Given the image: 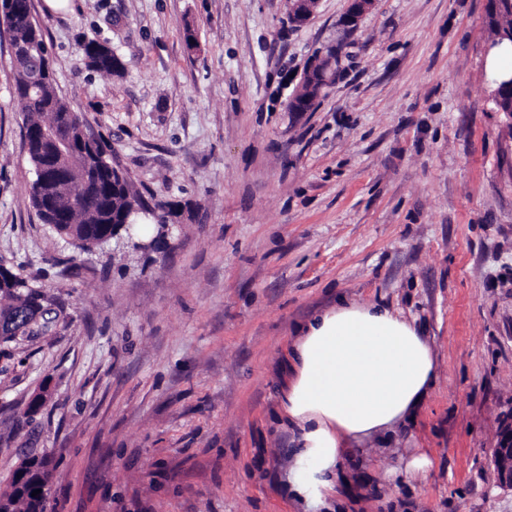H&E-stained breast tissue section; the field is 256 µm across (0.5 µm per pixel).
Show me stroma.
<instances>
[{"mask_svg": "<svg viewBox=\"0 0 512 512\" xmlns=\"http://www.w3.org/2000/svg\"><path fill=\"white\" fill-rule=\"evenodd\" d=\"M56 87L149 204L165 246L81 252L31 206L0 36V264L63 310L0 345V492L47 454V512H304L279 387L297 327L339 297L420 327L437 379L387 447L344 457L341 512H512L487 466L512 414V136L485 101L487 0H32ZM108 42L124 70H91ZM335 77L289 97L316 52ZM50 398L28 404L41 387ZM432 467L406 479L412 456Z\"/></svg>", "mask_w": 512, "mask_h": 512, "instance_id": "obj_1", "label": "stroma"}]
</instances>
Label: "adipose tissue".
Returning <instances> with one entry per match:
<instances>
[{"instance_id":"obj_1","label":"adipose tissue","mask_w":512,"mask_h":512,"mask_svg":"<svg viewBox=\"0 0 512 512\" xmlns=\"http://www.w3.org/2000/svg\"><path fill=\"white\" fill-rule=\"evenodd\" d=\"M436 375L427 340L386 306L342 298L308 319L288 350L279 406L293 446L289 494L332 512L352 491L343 455L413 420Z\"/></svg>"}]
</instances>
